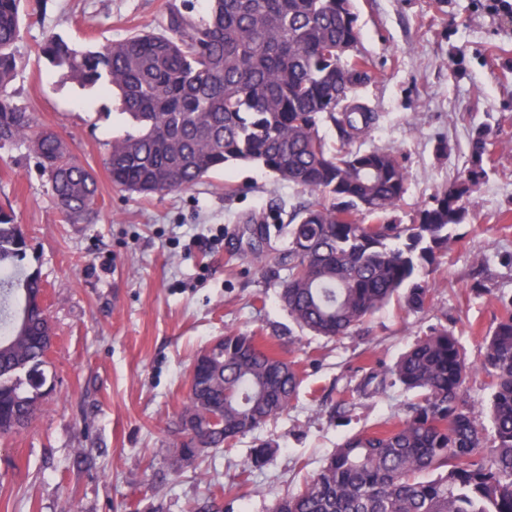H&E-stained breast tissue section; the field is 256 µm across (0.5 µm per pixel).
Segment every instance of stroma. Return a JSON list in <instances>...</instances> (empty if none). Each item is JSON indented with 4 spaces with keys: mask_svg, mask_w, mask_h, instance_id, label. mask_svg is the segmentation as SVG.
Instances as JSON below:
<instances>
[{
    "mask_svg": "<svg viewBox=\"0 0 512 512\" xmlns=\"http://www.w3.org/2000/svg\"><path fill=\"white\" fill-rule=\"evenodd\" d=\"M172 6L200 15L206 0H23L10 92L94 169L99 198L90 220L67 223L26 150L0 149V205L14 209L32 244L25 265L45 281L55 375L36 420L0 438L9 512H271L343 439L396 421L412 401L396 386L337 416L360 367L393 363L444 312L468 362H478L498 296L512 295V268L500 262L512 252V17L485 0H353L359 49L372 63L356 95L380 116L360 146L402 155L401 222L462 171L475 129L492 128L495 144L468 219L432 274L433 310L393 302L362 329L328 339L293 322L277 279L255 268L234 235L247 217L306 204L310 194L255 164L162 197L119 190L104 158L127 126L111 96L62 79L37 55L48 34L99 47L154 26ZM478 255L480 296L469 289ZM241 332L297 362V396L232 446L174 466L164 449L179 438L193 359ZM266 443L275 455L245 471L252 448Z\"/></svg>",
    "mask_w": 512,
    "mask_h": 512,
    "instance_id": "35a3bbf8",
    "label": "stroma"
}]
</instances>
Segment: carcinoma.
Wrapping results in <instances>:
<instances>
[{"mask_svg":"<svg viewBox=\"0 0 512 512\" xmlns=\"http://www.w3.org/2000/svg\"><path fill=\"white\" fill-rule=\"evenodd\" d=\"M21 5L0 0V149L25 147L57 207L78 224L95 212L94 170L9 92ZM359 42L351 0H208L202 16L170 8L155 30L95 51L49 35L39 53L62 77L112 93L130 127L113 137L105 159L115 187L146 196L187 191L242 162L310 193L305 205L272 207L239 225L238 239L263 274L287 272L279 297L300 328L339 337L394 297L411 312L431 307L437 252L487 176L492 135L477 131L464 171L412 223H401V156L348 147L377 120L352 99L371 79ZM325 122L339 132L334 150L319 135ZM283 235L288 244L273 246ZM27 247L14 215L0 209V438L12 434L13 421L36 418L47 383L53 333L37 302L40 277L22 265ZM498 303L479 363L467 362L441 324L393 365L368 368L351 394L397 385L417 400L392 425L346 439L272 512H512V296ZM213 357L222 367L180 411L197 420L224 414V430L207 436L209 449L283 413L299 386L294 363L253 336H227ZM476 373L488 380V427L466 398ZM273 453L269 445L253 449L244 470Z\"/></svg>","mask_w":512,"mask_h":512,"instance_id":"carcinoma-1","label":"carcinoma"}]
</instances>
